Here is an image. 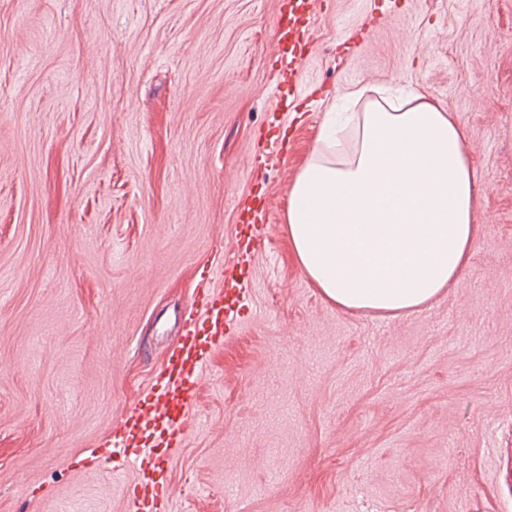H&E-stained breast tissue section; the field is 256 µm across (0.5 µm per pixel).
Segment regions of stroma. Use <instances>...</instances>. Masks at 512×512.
I'll return each mask as SVG.
<instances>
[{
  "instance_id": "stroma-1",
  "label": "stroma",
  "mask_w": 512,
  "mask_h": 512,
  "mask_svg": "<svg viewBox=\"0 0 512 512\" xmlns=\"http://www.w3.org/2000/svg\"><path fill=\"white\" fill-rule=\"evenodd\" d=\"M281 2L0 0V512H130L89 455L259 184L254 313L169 512H512V0H326L292 87ZM410 88L465 129L479 231L420 310H341L291 255L289 188L330 113Z\"/></svg>"
}]
</instances>
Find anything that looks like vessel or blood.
I'll return each mask as SVG.
<instances>
[{
    "label": "vessel or blood",
    "instance_id": "b4317fda",
    "mask_svg": "<svg viewBox=\"0 0 512 512\" xmlns=\"http://www.w3.org/2000/svg\"><path fill=\"white\" fill-rule=\"evenodd\" d=\"M269 51L291 64H301L309 53L300 41H277ZM243 274L238 262L212 265L201 274L189 308L179 320V341L164 362V376L151 387L148 399L126 413L124 434L114 436L104 456L114 477L131 472L128 487L132 512H168L173 494L170 450L196 428L190 402L208 376L218 345L240 329L252 315L251 300L238 295L225 300L211 289L214 280H235Z\"/></svg>",
    "mask_w": 512,
    "mask_h": 512
}]
</instances>
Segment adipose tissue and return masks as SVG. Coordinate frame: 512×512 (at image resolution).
I'll return each instance as SVG.
<instances>
[{
	"mask_svg": "<svg viewBox=\"0 0 512 512\" xmlns=\"http://www.w3.org/2000/svg\"><path fill=\"white\" fill-rule=\"evenodd\" d=\"M476 182L460 124L425 92L371 103L352 150L324 127L289 189L294 258L338 308L415 310L469 260Z\"/></svg>",
	"mask_w": 512,
	"mask_h": 512,
	"instance_id": "adipose-tissue-1",
	"label": "adipose tissue"
}]
</instances>
